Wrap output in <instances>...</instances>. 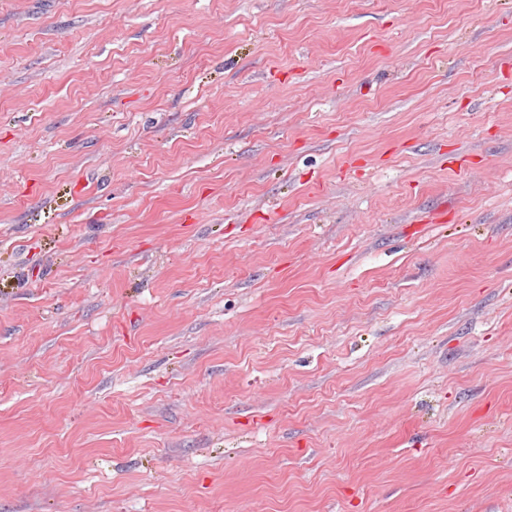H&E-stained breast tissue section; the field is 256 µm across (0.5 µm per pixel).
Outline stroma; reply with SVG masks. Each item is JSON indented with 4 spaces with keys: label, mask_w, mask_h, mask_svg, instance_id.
I'll use <instances>...</instances> for the list:
<instances>
[{
    "label": "stroma",
    "mask_w": 512,
    "mask_h": 512,
    "mask_svg": "<svg viewBox=\"0 0 512 512\" xmlns=\"http://www.w3.org/2000/svg\"><path fill=\"white\" fill-rule=\"evenodd\" d=\"M0 512H512V0H0Z\"/></svg>",
    "instance_id": "obj_1"
}]
</instances>
